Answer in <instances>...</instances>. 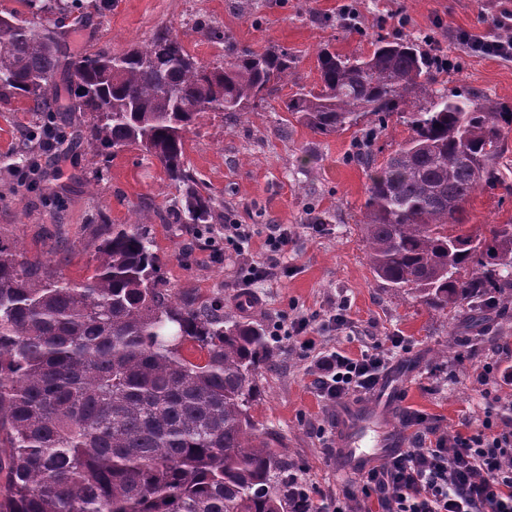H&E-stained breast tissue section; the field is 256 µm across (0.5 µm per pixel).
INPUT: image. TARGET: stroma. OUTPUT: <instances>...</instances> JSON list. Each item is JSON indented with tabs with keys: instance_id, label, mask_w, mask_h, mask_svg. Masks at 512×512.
Wrapping results in <instances>:
<instances>
[{
	"instance_id": "obj_1",
	"label": "stroma",
	"mask_w": 512,
	"mask_h": 512,
	"mask_svg": "<svg viewBox=\"0 0 512 512\" xmlns=\"http://www.w3.org/2000/svg\"><path fill=\"white\" fill-rule=\"evenodd\" d=\"M346 0H83L87 19L68 35L71 52L114 54L149 43L170 29L197 60L222 63L228 46L258 53L288 50L294 84L277 87L250 106L246 116L203 113L186 136V155L198 180L223 199L233 223L248 225L252 242L245 251L225 247L214 260L193 225L159 219L178 196L157 161L137 150L95 156L86 148L40 156L37 189L21 187L15 170L0 164V235L17 241L27 257L49 258L56 241L71 251L60 269L83 280L95 263L102 223L128 224L145 215L162 273L176 293L202 301L220 296L236 310L242 292L241 266L265 258L269 225H287L292 236L283 260L288 272L250 286L253 302L246 321L270 327L309 318L319 346L347 353L405 337L408 349L393 362L383 386L332 405L311 386L312 360L298 349L270 342L274 366L258 381L261 397L251 412L269 438L285 448L292 473L314 505L341 487L336 472L337 426L341 418L392 406V423L405 430L403 416L418 412L445 432L477 423L487 401L512 400V385L483 384L477 369L486 363L512 366V302L492 321L475 325L465 310L433 311L419 301L385 288L370 271L360 224L370 170L354 160L371 154L376 164L406 140L410 131L392 116L374 141L362 144L358 128L320 135L284 108L296 85L319 78L317 53L326 47L346 56H365L381 36L416 41L434 37L457 65L438 71L442 90L466 91L512 105V61L471 55L450 42L453 31L494 39L502 11L512 0H355V25H345ZM405 27H398V19ZM219 23L225 37L211 40L196 20ZM39 113L25 99L0 100V155L19 148L38 126ZM512 219V196L483 190L470 198L465 222L478 232ZM349 306V322L331 327L327 319L339 303ZM465 363H458V356Z\"/></svg>"
}]
</instances>
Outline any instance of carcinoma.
I'll return each mask as SVG.
<instances>
[{
	"label": "carcinoma",
	"mask_w": 512,
	"mask_h": 512,
	"mask_svg": "<svg viewBox=\"0 0 512 512\" xmlns=\"http://www.w3.org/2000/svg\"><path fill=\"white\" fill-rule=\"evenodd\" d=\"M80 0H22L0 14V100L25 98L42 123L35 144L4 157L37 168L35 151L139 149L182 188L165 224H222L185 142L204 112L243 114L293 75L288 52H234L221 66L192 57L162 29L122 54L71 55L61 24L82 25ZM56 11L53 25L37 19ZM319 84L284 101L321 135L366 116V139L397 114L411 135L370 175L361 224L376 278L430 309L464 307L480 323L512 300V220L490 236L463 222L480 188L512 186L498 161L512 105L432 88V62L409 38L380 37L365 58L327 48ZM90 120L56 122L58 72ZM429 100L419 107L417 101ZM81 282L0 236V512H304L287 458L250 409L270 361L263 328L166 287L146 217L114 224ZM191 341L203 357L182 354Z\"/></svg>",
	"instance_id": "cac0c4a2"
}]
</instances>
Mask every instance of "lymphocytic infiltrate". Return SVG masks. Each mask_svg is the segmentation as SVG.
<instances>
[{
    "instance_id": "lymphocytic-infiltrate-1",
    "label": "lymphocytic infiltrate",
    "mask_w": 512,
    "mask_h": 512,
    "mask_svg": "<svg viewBox=\"0 0 512 512\" xmlns=\"http://www.w3.org/2000/svg\"><path fill=\"white\" fill-rule=\"evenodd\" d=\"M290 241L287 226L272 225L264 241L267 258L248 268L244 286L277 276ZM307 328L304 322L292 328L278 323L271 334L314 354L313 388L332 403L373 390L405 342L394 336L389 346L353 356L319 348ZM404 421L416 428L410 448L394 451L362 474L357 489L342 488L328 502L332 512H352V502L361 499L376 500L380 512H512V402L492 400L481 424L467 434L423 427L422 416L414 413Z\"/></svg>"
}]
</instances>
